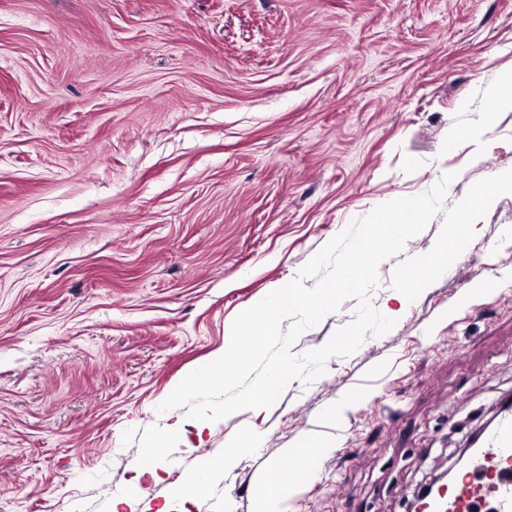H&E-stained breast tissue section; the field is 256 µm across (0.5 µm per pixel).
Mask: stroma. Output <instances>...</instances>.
<instances>
[{"mask_svg":"<svg viewBox=\"0 0 512 512\" xmlns=\"http://www.w3.org/2000/svg\"><path fill=\"white\" fill-rule=\"evenodd\" d=\"M512 72V0H0V512H256L271 464L323 448L284 512H405L512 393V194L389 332L138 478L157 406L234 317L386 197L512 170V112L451 137ZM356 302L305 330L322 347ZM257 448L187 504L201 458ZM259 439L260 433L255 429H251L240 437L234 446L224 451V457L202 460L192 477L177 485L172 490L173 497L183 501L191 500L196 497L202 491L206 479L213 470L221 468L223 465L226 466L230 464L240 448H251ZM201 474L203 475V479H200Z\"/></svg>","mask_w":512,"mask_h":512,"instance_id":"stroma-1","label":"stroma"}]
</instances>
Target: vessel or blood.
Returning <instances> with one entry per match:
<instances>
[{
    "mask_svg": "<svg viewBox=\"0 0 512 512\" xmlns=\"http://www.w3.org/2000/svg\"><path fill=\"white\" fill-rule=\"evenodd\" d=\"M475 458V468L428 501L425 512H512V407L485 432Z\"/></svg>",
    "mask_w": 512,
    "mask_h": 512,
    "instance_id": "obj_1",
    "label": "vessel or blood"
}]
</instances>
